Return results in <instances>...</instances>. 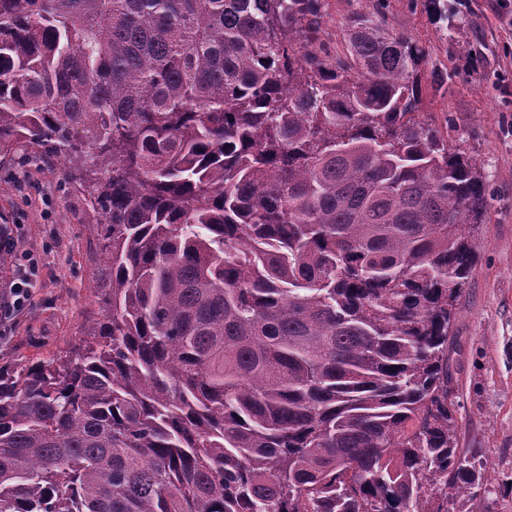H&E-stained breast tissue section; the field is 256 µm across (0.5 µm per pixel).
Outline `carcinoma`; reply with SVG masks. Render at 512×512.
<instances>
[{"label": "carcinoma", "mask_w": 512, "mask_h": 512, "mask_svg": "<svg viewBox=\"0 0 512 512\" xmlns=\"http://www.w3.org/2000/svg\"><path fill=\"white\" fill-rule=\"evenodd\" d=\"M444 39L453 0H425ZM322 0H0V156L99 214L103 313L0 371V512H473L449 328L487 184L426 52ZM373 0H325L323 7V36L331 53H342L345 44L342 25L345 20L364 10L372 9Z\"/></svg>", "instance_id": "1"}]
</instances>
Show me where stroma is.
Segmentation results:
<instances>
[{
    "mask_svg": "<svg viewBox=\"0 0 512 512\" xmlns=\"http://www.w3.org/2000/svg\"><path fill=\"white\" fill-rule=\"evenodd\" d=\"M372 0H325L323 39L343 52L345 20ZM394 29L426 50L423 74L448 69L422 109L480 162L490 205L473 231L477 253L452 321L449 359L460 448L481 449L488 485L477 512H512V0H470L459 41L442 39L424 0H386ZM0 215L20 227L19 248L40 277L29 307L0 341V366L65 355L97 319V216L52 154L27 148L0 158Z\"/></svg>",
    "mask_w": 512,
    "mask_h": 512,
    "instance_id": "35a3bbf8",
    "label": "stroma"
}]
</instances>
